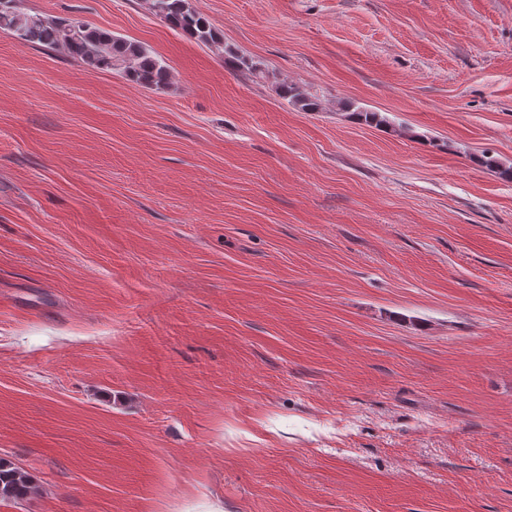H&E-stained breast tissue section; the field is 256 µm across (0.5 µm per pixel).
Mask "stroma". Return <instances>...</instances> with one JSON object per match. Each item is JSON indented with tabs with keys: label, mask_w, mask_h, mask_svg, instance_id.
Returning <instances> with one entry per match:
<instances>
[{
	"label": "stroma",
	"mask_w": 512,
	"mask_h": 512,
	"mask_svg": "<svg viewBox=\"0 0 512 512\" xmlns=\"http://www.w3.org/2000/svg\"><path fill=\"white\" fill-rule=\"evenodd\" d=\"M192 4L25 0L161 89L0 30V512H512V0ZM151 8L168 26L199 43L208 45L220 40L217 28L207 17L196 11L188 0H151ZM281 98L303 112H317L320 102L315 94L295 84L282 82L277 86ZM31 475L11 460L0 457V500L18 501L33 493Z\"/></svg>",
	"instance_id": "stroma-1"
}]
</instances>
